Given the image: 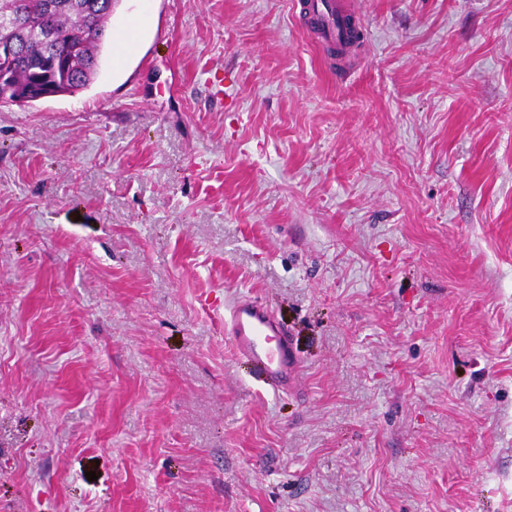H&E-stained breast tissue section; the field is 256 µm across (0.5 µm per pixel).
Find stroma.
Returning <instances> with one entry per match:
<instances>
[{
	"label": "stroma",
	"mask_w": 512,
	"mask_h": 512,
	"mask_svg": "<svg viewBox=\"0 0 512 512\" xmlns=\"http://www.w3.org/2000/svg\"><path fill=\"white\" fill-rule=\"evenodd\" d=\"M348 3L119 0L0 105V512H512V0ZM300 6L305 14L322 17L324 25L320 28V36L326 42L342 44L351 39L352 32L338 0H304ZM139 26L134 20L126 26L112 29L113 57L116 63H121L133 52L138 42ZM225 334L238 358L252 362L266 380L284 392L297 386L301 366L290 339L271 312L259 301L241 296L227 305Z\"/></svg>",
	"instance_id": "35a3bbf8"
}]
</instances>
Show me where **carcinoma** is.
Segmentation results:
<instances>
[{
    "label": "carcinoma",
    "instance_id": "carcinoma-1",
    "mask_svg": "<svg viewBox=\"0 0 512 512\" xmlns=\"http://www.w3.org/2000/svg\"><path fill=\"white\" fill-rule=\"evenodd\" d=\"M114 8L112 0H0V14L18 15L21 21L6 29L21 51L23 64L17 70V83L26 88L37 84L48 88L62 80V72L42 67L47 47L40 39L42 24L51 22L58 33L57 52L65 54L68 38L75 31L88 32L84 48L65 54L68 72L67 93L87 88L99 73V56L107 40V29Z\"/></svg>",
    "mask_w": 512,
    "mask_h": 512
}]
</instances>
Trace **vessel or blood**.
<instances>
[{"label":"vessel or blood","instance_id":"b4317fda","mask_svg":"<svg viewBox=\"0 0 512 512\" xmlns=\"http://www.w3.org/2000/svg\"><path fill=\"white\" fill-rule=\"evenodd\" d=\"M305 14L322 17L320 29L323 40L342 44L352 34L344 21L345 15L338 0H303ZM139 36L136 23H129L112 30L113 56L116 62L133 52ZM228 317L224 331L232 342L237 357L252 362L266 380L282 390L294 389L301 367L296 360L290 339L271 312L259 301L241 296L227 306Z\"/></svg>","mask_w":512,"mask_h":512}]
</instances>
